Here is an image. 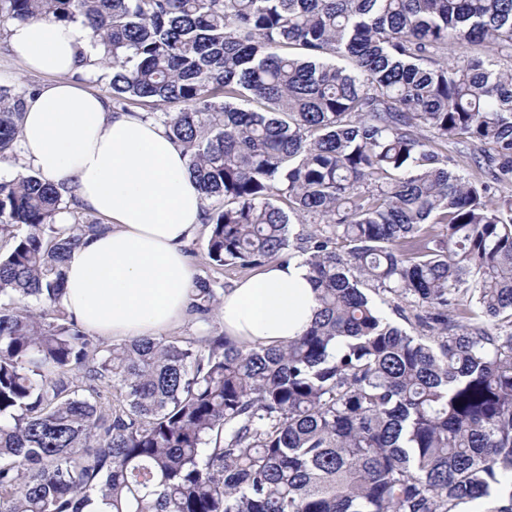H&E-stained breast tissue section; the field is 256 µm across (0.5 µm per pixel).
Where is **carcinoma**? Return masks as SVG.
Segmentation results:
<instances>
[{
	"label": "carcinoma",
	"mask_w": 512,
	"mask_h": 512,
	"mask_svg": "<svg viewBox=\"0 0 512 512\" xmlns=\"http://www.w3.org/2000/svg\"><path fill=\"white\" fill-rule=\"evenodd\" d=\"M48 16L184 147L211 263L294 237L320 309L281 347L106 344L61 304L105 225L0 178V512H512V0H0ZM27 94L0 85L3 159Z\"/></svg>",
	"instance_id": "1"
}]
</instances>
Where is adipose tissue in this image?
<instances>
[{"mask_svg": "<svg viewBox=\"0 0 512 512\" xmlns=\"http://www.w3.org/2000/svg\"><path fill=\"white\" fill-rule=\"evenodd\" d=\"M8 43L46 78L25 102L22 163L109 221L70 252L63 306L104 338L161 335L188 315L194 271L183 246L204 217L182 146L161 123L113 111L79 81L88 29L51 18L16 22ZM318 310L310 267L298 255L235 281L219 316L225 335L268 347L301 336Z\"/></svg>", "mask_w": 512, "mask_h": 512, "instance_id": "1", "label": "adipose tissue"}]
</instances>
